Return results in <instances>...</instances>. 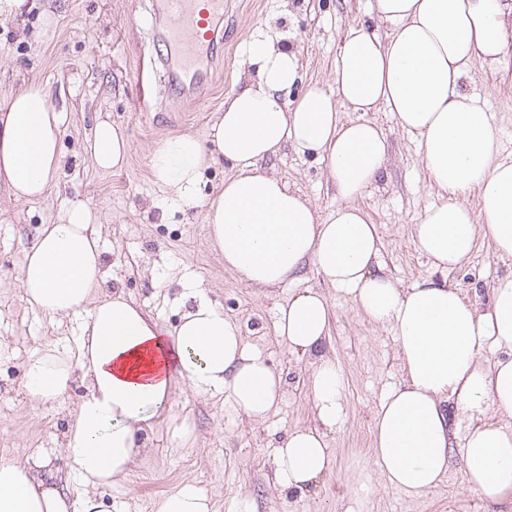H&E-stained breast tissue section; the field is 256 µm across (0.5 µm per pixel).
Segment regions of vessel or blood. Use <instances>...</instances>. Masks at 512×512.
Listing matches in <instances>:
<instances>
[{"label": "vessel or blood", "mask_w": 512, "mask_h": 512, "mask_svg": "<svg viewBox=\"0 0 512 512\" xmlns=\"http://www.w3.org/2000/svg\"><path fill=\"white\" fill-rule=\"evenodd\" d=\"M162 4L166 15L162 38L175 54L170 80L189 93L205 96L212 85L208 54L218 38L224 0H162ZM135 78V109L144 112L154 98L152 81L144 65H137Z\"/></svg>", "instance_id": "1"}]
</instances>
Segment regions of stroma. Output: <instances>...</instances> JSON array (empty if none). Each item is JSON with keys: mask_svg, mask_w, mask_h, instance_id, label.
Returning <instances> with one entry per match:
<instances>
[{"mask_svg": "<svg viewBox=\"0 0 512 512\" xmlns=\"http://www.w3.org/2000/svg\"><path fill=\"white\" fill-rule=\"evenodd\" d=\"M157 2L26 0L22 15L0 18V96L35 81L65 111V163L49 195L15 202L0 188V453L23 457L40 448L54 465L62 463V433L83 389L76 383L58 401L38 403L22 385L23 366L31 352L74 339L79 320H60L31 307L20 269L39 226L80 200L97 213L100 225L98 294L122 293L171 329L184 312L185 297L203 291L285 380L283 400L259 422L240 414L223 393L187 388L177 394L169 414L193 425L195 442L175 447L163 424L139 432L140 464L113 489L112 512H156L162 496L185 479L212 498L214 512H240L245 499L256 512H502V504L466 488L457 458L429 492L411 497L390 486L372 457L371 427L382 397L403 379L391 329L370 323L348 295L327 287L313 268L278 288H256L225 271L201 211H183L151 171L156 148L182 132L205 137L224 109L225 95L253 77L245 62L250 35L284 36L301 59V84L329 83L340 36L348 26L369 21L371 0H224V41L212 49L213 90L193 105L168 80ZM143 53L158 64L161 111L153 117L132 107L133 68ZM463 85L491 117L499 159L512 162V53L493 66L472 62ZM368 118L382 128L388 158L378 181L357 203L377 227L387 273L403 287L422 278L445 282L464 301L486 305L494 281L512 273V257L493 255L481 239L464 264L433 269L416 250L411 226L441 195L420 163L416 139L386 108ZM101 120L119 128L128 141V159L120 169L105 171L93 164L89 145ZM265 167L320 213L338 205L317 158L289 146ZM307 288L324 292L330 302L324 351L341 369L348 416L328 435L333 471L309 491L284 497L270 484V461L289 431L315 423L307 388L314 358L288 349L273 324L277 307Z\"/></svg>", "mask_w": 512, "mask_h": 512, "instance_id": "stroma-1", "label": "stroma"}]
</instances>
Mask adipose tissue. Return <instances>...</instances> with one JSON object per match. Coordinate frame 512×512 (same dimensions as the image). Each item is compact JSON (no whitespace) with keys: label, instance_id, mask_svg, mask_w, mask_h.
Segmentation results:
<instances>
[{"label":"adipose tissue","instance_id":"ef3b65f1","mask_svg":"<svg viewBox=\"0 0 512 512\" xmlns=\"http://www.w3.org/2000/svg\"><path fill=\"white\" fill-rule=\"evenodd\" d=\"M371 13L389 25L387 37L349 27L334 85L315 83L296 96V52L278 39L252 37L254 79L225 96L206 138L181 133L156 148L152 172L183 210L202 209L225 269L254 287L274 288L313 266L368 320L391 327L404 378L380 401L372 428L373 456L391 486L427 492L457 456L466 486L503 503L512 496V428L495 417L512 416V273L495 281L483 309L429 278L398 286L383 272L376 227L355 200L386 163L385 135L364 118L382 106L417 136L421 165L443 196L413 225L416 249L438 270L467 261L481 236L497 256H512V163L496 161V130L462 90L467 63L499 62L512 44V0H372ZM343 106L357 119L343 120ZM62 125L41 85L0 101V183L10 197L47 196L63 166ZM287 145L324 161L340 199L329 215L263 170ZM91 151L96 166L109 170L125 163L128 144L101 122ZM220 159L235 173L200 199L204 171ZM474 187L475 213L456 201ZM101 277L93 213L73 202L38 232L20 284L40 312L81 315L76 350L55 345L29 355L23 386L42 403L76 383L84 394L63 433V470L41 450L21 459L0 454V512H109L107 496L141 453L137 433L152 427L182 388L223 392L253 421L284 396L282 376L206 295H195L168 331L123 294L94 298ZM329 314L327 296L312 289L277 310V335L317 358L308 380L316 424L289 432L271 460L283 494L305 491L332 471L325 437L347 417L340 369L321 353ZM455 413L469 420L460 437ZM157 512H213V502L186 480L160 499Z\"/></svg>","mask_w":512,"mask_h":512}]
</instances>
